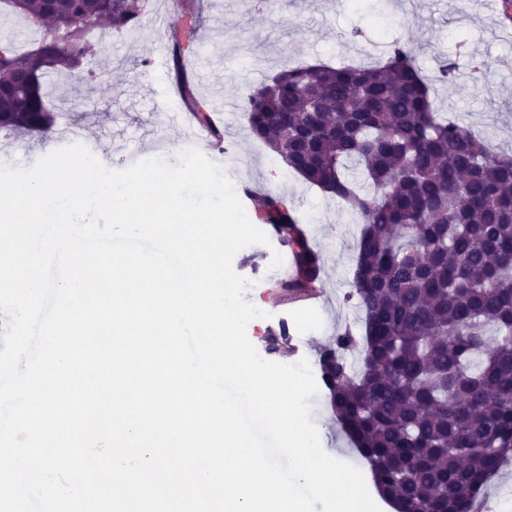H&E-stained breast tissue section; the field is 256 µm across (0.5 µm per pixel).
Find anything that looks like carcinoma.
I'll use <instances>...</instances> for the list:
<instances>
[{
	"label": "carcinoma",
	"instance_id": "cac0c4a2",
	"mask_svg": "<svg viewBox=\"0 0 512 512\" xmlns=\"http://www.w3.org/2000/svg\"><path fill=\"white\" fill-rule=\"evenodd\" d=\"M41 32L0 42L1 131L55 133L42 79H71L103 25L134 29L148 0H6ZM192 37L174 36L175 79L201 124L211 108L188 80ZM253 137L361 220L351 296L362 333L319 355L336 416L396 512H472L512 460V154L441 119L412 51L374 67L285 63L242 100ZM288 243L290 300L318 287L322 258L288 199L259 196ZM351 352L358 358L346 360Z\"/></svg>",
	"mask_w": 512,
	"mask_h": 512
}]
</instances>
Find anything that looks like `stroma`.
I'll return each instance as SVG.
<instances>
[{"label":"stroma","mask_w":512,"mask_h":512,"mask_svg":"<svg viewBox=\"0 0 512 512\" xmlns=\"http://www.w3.org/2000/svg\"><path fill=\"white\" fill-rule=\"evenodd\" d=\"M200 18L188 74L197 96L224 109L223 174L237 195L253 189L287 197L323 258L325 299L311 306L283 300L275 274L290 250L279 235L269 245L239 251L234 270L258 285L250 301L267 316L250 322L247 335L266 360L317 365L320 349L357 312L347 296L359 238V220L336 198L307 184L270 149L254 139L240 116L242 97L280 69L295 63L373 65L395 44L413 50L423 75L434 83L433 105L512 151V41L499 28L512 14V0L491 12L482 0H176L175 7L149 0L142 24L132 31H96L97 52L83 66L85 80L49 75L43 91L55 107L64 136L105 153L122 170L131 152L141 158L160 147L184 152L185 131L171 102L172 71L153 59L168 55L170 34L182 16ZM452 66L438 82L440 62ZM56 139L0 134V165L27 168L56 150ZM311 419L325 438L324 450L361 472L369 467L344 433L326 388L311 398Z\"/></svg>","instance_id":"obj_1"}]
</instances>
